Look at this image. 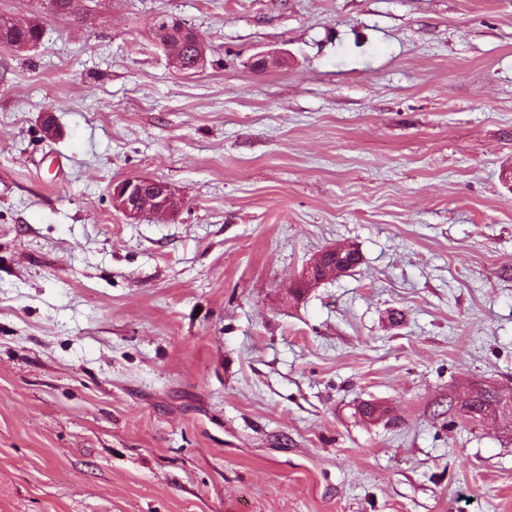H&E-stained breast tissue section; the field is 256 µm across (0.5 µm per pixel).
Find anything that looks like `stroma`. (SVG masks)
<instances>
[{"instance_id":"obj_1","label":"stroma","mask_w":512,"mask_h":512,"mask_svg":"<svg viewBox=\"0 0 512 512\" xmlns=\"http://www.w3.org/2000/svg\"><path fill=\"white\" fill-rule=\"evenodd\" d=\"M88 8L0 0V512H512V0ZM182 22L192 29L186 28L177 17L167 15L156 16L153 19L152 25L155 40L158 46L166 51L171 64L176 68V70L181 73H189L192 69L199 71L203 67L205 61V51L202 40L197 31L193 30L191 25L184 21ZM179 35H189L191 39L195 40L198 44L199 53L193 42L184 41L180 50L182 54L181 56L179 54V44L174 42L175 39H179ZM194 55L197 56L194 58L192 63ZM184 62L186 64L192 63L191 67L188 68ZM41 37V24L37 20L23 21L18 27L5 25L2 30L0 27V45L4 44L10 46L19 42L35 43L37 45ZM13 47L17 52H24L31 49L29 44H16ZM112 205L127 218L138 219L147 212L174 216L181 201L167 182L128 177L112 183ZM336 247L343 248L345 246L336 245ZM336 247L325 249L306 264L302 272V284H316L326 279L328 274H331V276L340 275L351 270L353 266L352 258L348 261L344 256L345 250H336ZM329 263H331V272H329ZM502 395L495 389H484L471 397L470 403L467 406L468 411L464 413L466 418L471 421L482 420L489 413H493L490 406L501 398Z\"/></svg>"}]
</instances>
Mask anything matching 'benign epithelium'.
Instances as JSON below:
<instances>
[{"label": "benign epithelium", "mask_w": 512, "mask_h": 512, "mask_svg": "<svg viewBox=\"0 0 512 512\" xmlns=\"http://www.w3.org/2000/svg\"><path fill=\"white\" fill-rule=\"evenodd\" d=\"M155 40L166 51L171 64L181 73L190 69L200 70L205 61L202 40L193 29L185 27L179 18L160 15L153 19ZM188 35L198 44L199 53L191 66H186L179 54L175 39ZM112 205L129 219H138L147 212L173 216L181 207L180 198L166 182L144 177H128L112 183ZM353 263L345 257V251L327 248L312 258L302 272V284L312 285L326 279L328 275H340L351 270Z\"/></svg>", "instance_id": "7a95c632"}]
</instances>
